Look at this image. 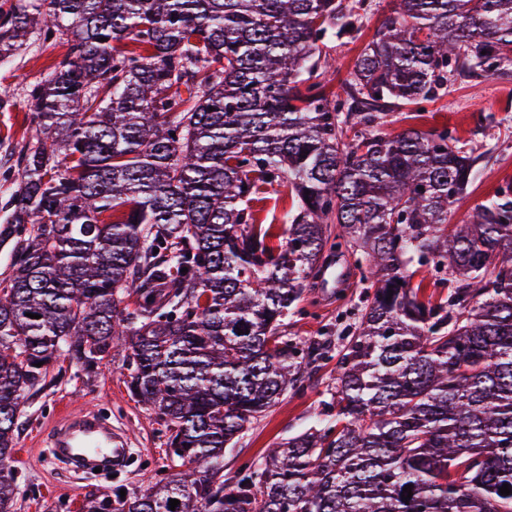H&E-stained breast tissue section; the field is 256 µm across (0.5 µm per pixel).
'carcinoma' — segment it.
Listing matches in <instances>:
<instances>
[{
	"label": "carcinoma",
	"instance_id": "obj_1",
	"mask_svg": "<svg viewBox=\"0 0 512 512\" xmlns=\"http://www.w3.org/2000/svg\"><path fill=\"white\" fill-rule=\"evenodd\" d=\"M393 4L344 98L315 53L358 38L366 0L0 14V61L36 28L68 45L30 89L39 134L0 224V512H16L26 396L61 359L89 373L116 355L169 433L171 473L80 512H512V187L450 224L481 157L446 127L370 131L387 109L426 111L451 66L511 63L512 0ZM284 182L276 243L252 202ZM330 224L369 288L336 415L226 479L224 449L300 380L285 320L325 271ZM425 271L446 296L424 295Z\"/></svg>",
	"mask_w": 512,
	"mask_h": 512
}]
</instances>
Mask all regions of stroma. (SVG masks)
Returning a JSON list of instances; mask_svg holds the SVG:
<instances>
[{
  "mask_svg": "<svg viewBox=\"0 0 512 512\" xmlns=\"http://www.w3.org/2000/svg\"><path fill=\"white\" fill-rule=\"evenodd\" d=\"M367 3L361 38L333 42L321 49V60L335 67L330 83L333 92L343 93L357 55L389 9V0ZM67 52V45L51 44L37 36L0 62V193L9 192L21 151L35 134L29 89L49 75ZM442 125L455 130L458 148L483 157L468 197L448 215L449 223L462 224L475 205L512 184V64L490 76L449 73L447 93L428 104L423 117L409 120L404 112H390L383 115L376 130L393 136L411 126L427 130ZM364 293L357 276L330 297L320 287L305 293L301 312L289 318L286 333L302 351L321 343L323 357L303 365L298 389L288 392L254 422L235 447L225 449V475L258 464L266 448L287 441L316 422L336 383L339 353L358 317ZM101 407L111 408L113 429L126 434L132 466L111 481L95 482L48 463L43 450L52 430L70 414ZM23 419L15 452L21 475L17 512H78L89 493L108 495L118 488L143 494L166 463L165 429L154 411L129 393L116 363L103 365L93 376L76 366L67 367L65 376L54 386L26 402Z\"/></svg>",
  "mask_w": 512,
  "mask_h": 512,
  "instance_id": "1",
  "label": "stroma"
}]
</instances>
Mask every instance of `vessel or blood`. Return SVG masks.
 I'll return each mask as SVG.
<instances>
[{"label": "vessel or blood", "instance_id": "1", "mask_svg": "<svg viewBox=\"0 0 512 512\" xmlns=\"http://www.w3.org/2000/svg\"><path fill=\"white\" fill-rule=\"evenodd\" d=\"M51 448L64 459L121 469L129 455L125 435L100 420L95 411L69 416L49 437Z\"/></svg>", "mask_w": 512, "mask_h": 512}]
</instances>
